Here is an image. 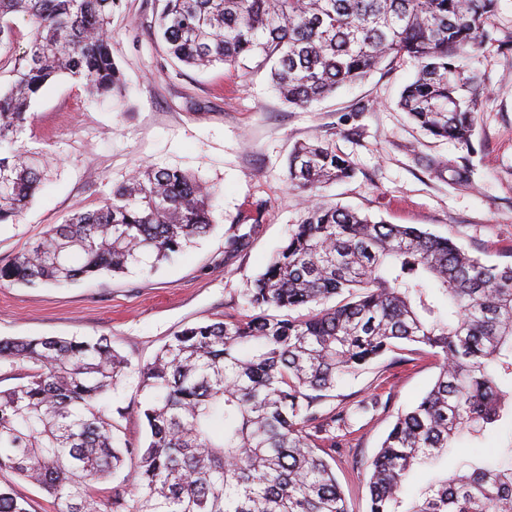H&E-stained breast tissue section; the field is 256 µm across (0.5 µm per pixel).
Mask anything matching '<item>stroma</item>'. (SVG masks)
<instances>
[{
  "instance_id": "35a3bbf8",
  "label": "stroma",
  "mask_w": 512,
  "mask_h": 512,
  "mask_svg": "<svg viewBox=\"0 0 512 512\" xmlns=\"http://www.w3.org/2000/svg\"><path fill=\"white\" fill-rule=\"evenodd\" d=\"M156 0H121L112 13V55L124 75L121 96L90 98L62 76L30 110L26 146L52 158L47 182L17 223L0 224V265L54 224L92 210L141 166L180 168L215 191L216 228L171 261L145 259L131 273L64 287L0 286V339L105 336L129 366L112 395L120 438L142 442L133 407L139 370L186 326L247 315L253 279L299 224L305 193L289 186L293 145L328 138L350 160L355 177L323 188L332 202L389 224L412 225L449 238L488 263L512 262V0H499L488 25L496 38L464 59L482 77V107L471 147L422 134L398 107L416 64L404 57L365 80L345 85L306 109L284 104L268 67L245 58L204 70L171 60L155 33ZM440 161L428 171L426 159ZM466 166L469 179L455 181ZM439 372L437 358L401 352L343 378L327 406L378 398L384 408L358 420L333 464L350 512H368L367 471L394 422L395 409L415 403ZM512 428L490 430L473 444L461 436L441 462L420 467V489L473 456L512 467L504 449Z\"/></svg>"
}]
</instances>
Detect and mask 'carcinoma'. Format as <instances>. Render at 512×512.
Wrapping results in <instances>:
<instances>
[{
  "label": "carcinoma",
  "mask_w": 512,
  "mask_h": 512,
  "mask_svg": "<svg viewBox=\"0 0 512 512\" xmlns=\"http://www.w3.org/2000/svg\"><path fill=\"white\" fill-rule=\"evenodd\" d=\"M157 35L188 66L270 65L304 108L387 60L417 63L399 107L425 134L472 143L482 104L461 57L493 41L497 0H162ZM119 0H0V41L21 14L31 39L0 89V224L17 222L45 179L24 148L29 111L65 75L88 95L122 94L112 58ZM315 136L288 158L310 204L246 294L250 315L184 328L140 369V445L115 436L110 400L127 368L105 336L0 339V472L37 487L58 512H350L330 460L354 409L323 408L338 380L411 345L438 357L431 388L396 420L371 463L369 512H512V468L466 462L408 500L418 466L456 437L512 425V263L486 264L448 238L373 221L319 188L354 177ZM214 192L181 169L139 168L92 211H76L0 266V283L72 284L167 260L215 227ZM297 316H292V313ZM127 472L104 500L96 485ZM0 484V512H31Z\"/></svg>",
  "instance_id": "1"
}]
</instances>
